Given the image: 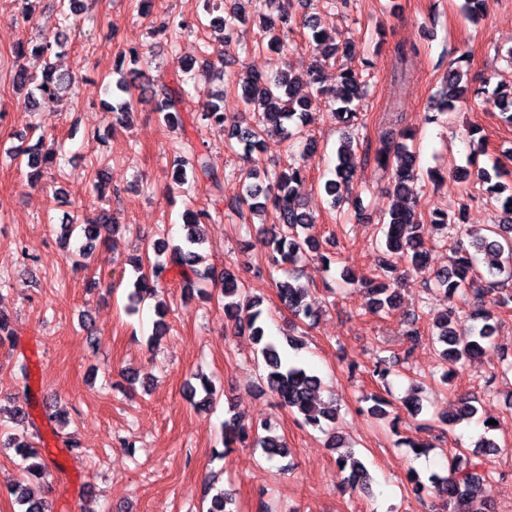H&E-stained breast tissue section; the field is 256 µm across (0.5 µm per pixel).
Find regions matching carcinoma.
Instances as JSON below:
<instances>
[{
  "label": "carcinoma",
  "instance_id": "cac0c4a2",
  "mask_svg": "<svg viewBox=\"0 0 512 512\" xmlns=\"http://www.w3.org/2000/svg\"><path fill=\"white\" fill-rule=\"evenodd\" d=\"M255 0H237L236 6L224 16H216L209 21V27L215 33L217 55H222L223 46L228 42L232 30L239 24L249 20V15L243 7V2ZM314 0H288V8L279 10L277 17L258 15L261 29L260 41L271 50H282L287 47L280 25L286 24L292 18V9L299 6L308 10ZM306 27L310 30L309 42L315 44V49L322 58L341 56L347 60L336 73V88L329 89L322 85L319 79L322 68L315 63L308 72V78L295 79L282 73L271 79L248 69L238 78L242 91L244 111L255 116V122L241 126L237 117L224 112V93L213 96L210 101L197 113L190 114L191 123L199 126L219 128L224 131V143L230 148H239L250 155L262 147L264 137L275 131L287 138L304 133V128L310 122L311 111L316 104H325L332 109V117L337 123L349 127L354 125V119L360 112V106L366 96L363 71L372 66L369 60H363L358 65L351 64L353 58L348 44L327 45L320 38L323 31L319 24L308 17ZM66 35L57 33L52 38L25 46L19 45L17 55L22 57L28 53L39 57L44 62L41 81L28 75L20 67L15 71L14 83L18 87L35 84L38 95L30 94L27 99L40 97V102L52 104L59 101L70 84L73 76L57 69L52 58L58 55V49L65 44ZM125 55H120L114 66V73L119 75L114 86L110 87L112 101L106 102L108 112L116 119L126 118L131 111V89L124 76L123 65ZM466 61V55L461 54L448 63V71L444 77L435 107L439 114H425L424 121L433 122L438 115L453 113L457 103L467 99L469 84L464 82V73L460 63ZM195 62L182 64L181 75L176 77L175 85H161L152 90L154 111L159 119L169 128L185 131L183 111L188 91L185 85L196 78L192 74ZM496 106L503 119L512 124V95L496 90L493 92ZM398 119L389 121V126L380 130L376 143H356L354 139L346 138L337 149L334 177L326 180L324 192L331 198L332 206L340 207L348 201V193L353 190L357 169L368 160L381 169L391 172L389 196L393 203L383 217V236L385 250L378 260L380 270L387 273L386 281L375 282L371 279L360 281L367 289L366 305L369 312L378 314L393 307L399 298L398 286L404 278L400 273L397 262L422 269L429 263L427 241L438 230H447V237L452 238L459 233L465 206H460L458 217H453L446 211H435L425 217L417 208V184L423 177L432 182L440 179L436 172H423L419 166L417 151L407 144L414 140L409 128H395ZM185 152L173 171V183L180 189L188 182L204 180L212 189L223 192V184L211 165L209 156L193 148V142L183 137L179 143ZM58 154L55 143L48 141L46 136L39 135L34 144L20 147L11 152V161L21 165L26 164L30 169H38L41 165L53 163ZM505 172L494 165L487 169L477 167L476 177L485 186L487 198H498L506 186L501 182ZM244 193L239 204L245 205L253 212L272 211L275 217V229L263 240L265 256L276 266L295 265L300 259L315 255L325 265H331V259L320 252L319 241L314 235L315 218L312 214L301 209L297 195L306 181L304 166L292 162L288 167L270 172L266 169L252 168L245 174ZM503 216L499 223L486 225L483 233L476 236L473 247L483 253L488 259L487 272L481 273L474 269L472 257L467 255V249L459 247V256L448 268L433 271L434 283L443 288L449 302H454L457 296H477L479 302L470 313L475 321L471 332L463 335L455 331L457 319L456 308H448L444 316L434 322L436 329L435 342L439 346L438 356L443 365L451 367L462 364L483 354L491 343L496 332L498 320L491 311L484 307L483 298L498 307L512 304V292L503 295L496 291L498 279L512 280V193L501 204ZM212 214L207 210H189L183 216L184 242L172 247L163 244L155 248V257L145 256L135 263L136 279L132 284L127 298V309L136 307L148 299L156 300L155 311L159 316L156 321L155 333L151 340L158 341L166 332L167 325L162 320L168 306L158 299V288L166 273L177 271L183 280L184 287H205L212 283L216 298L224 301V314L234 323V331L248 333L255 344L260 346L259 352L266 366L264 377L268 390L277 398L279 404L289 411L301 416L304 426L318 430L328 436L327 446L338 450L336 463L338 470L349 471L345 482L353 489L364 486L370 480L366 465L354 456V453L340 451L343 447L341 436L336 432L337 409L321 401L324 389L322 379L303 365L290 359L287 351H297L302 346V340L296 336H286L276 342L265 338V328L261 321V311L256 309L259 301L245 294V289L239 286L236 272L224 267V273L217 274L214 268H200L201 255L198 249L203 245L199 226L209 222ZM116 229L112 224V215L103 211L97 217L85 224L62 225V242H67L78 233L84 239L82 254L95 250L103 241V234H109ZM275 288L281 302L292 315L302 321L315 319V310L307 301L309 289L299 283L296 272L288 273L284 280L275 282ZM18 331L13 322L0 314V344L7 342L15 345ZM189 398L194 400V406L199 409L210 407L216 400V389L211 382L200 378V386L188 384ZM13 403L10 415L13 422L31 431L34 438L41 437L37 425L30 419L27 405L29 401L28 379H23L22 390L10 398ZM476 414V407L467 397L458 401L457 408L448 415L447 422L458 424L470 421ZM48 422L52 425L53 436L66 448H77L79 444L62 431L66 422L65 413L61 410L45 411ZM495 426H485V432L475 444L471 452L458 450V453L448 457V474L433 473L429 476L430 486L420 480L418 474L410 473L409 480L416 492L425 490L441 497L448 505V512H490L487 503L477 499V488L491 477L487 468V458L501 451L499 445L490 436ZM255 437L263 454L269 460L288 457L290 450L287 442L281 436L273 433L270 425L245 426L235 418L224 421L223 445L230 448L237 442H244L249 437ZM13 448L18 456L28 465L24 469L23 478L10 493L20 508V512H49L48 501L37 498L27 491V484L41 481L48 475V467L43 462L38 449L24 439L17 441ZM232 498L222 490L212 495L206 512H233Z\"/></svg>",
  "mask_w": 512,
  "mask_h": 512
}]
</instances>
